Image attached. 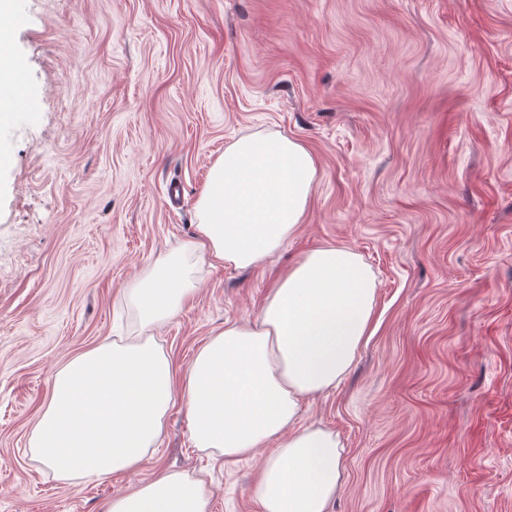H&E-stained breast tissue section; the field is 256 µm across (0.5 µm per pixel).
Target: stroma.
I'll use <instances>...</instances> for the list:
<instances>
[{
	"label": "stroma",
	"mask_w": 512,
	"mask_h": 512,
	"mask_svg": "<svg viewBox=\"0 0 512 512\" xmlns=\"http://www.w3.org/2000/svg\"><path fill=\"white\" fill-rule=\"evenodd\" d=\"M14 2L0 53L37 109L0 112V512H106L159 467L258 512L257 460L194 448L182 403L133 473L59 476L32 431L58 368L132 335L128 291L195 238L225 147L274 132L317 160L303 224L259 269L188 258L154 342L185 370L288 265L347 246L371 334L299 414L344 447L332 512H512V0Z\"/></svg>",
	"instance_id": "35a3bbf8"
}]
</instances>
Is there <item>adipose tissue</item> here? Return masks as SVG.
I'll use <instances>...</instances> for the list:
<instances>
[{
    "label": "adipose tissue",
    "mask_w": 512,
    "mask_h": 512,
    "mask_svg": "<svg viewBox=\"0 0 512 512\" xmlns=\"http://www.w3.org/2000/svg\"><path fill=\"white\" fill-rule=\"evenodd\" d=\"M316 174L314 155L284 134L236 139L209 171L196 237L181 253L212 266L265 265L303 223ZM179 255L131 291L140 335L97 346L56 372L33 447L67 477L132 472L154 453L179 399L193 447L229 460L261 457L258 512H329L344 484L342 448L332 432L300 426V405L339 385L368 336L370 267L346 247L312 249L275 277L252 323L225 322L180 374L147 335L193 291ZM208 506L202 480L160 468L106 512Z\"/></svg>",
    "instance_id": "adipose-tissue-1"
}]
</instances>
